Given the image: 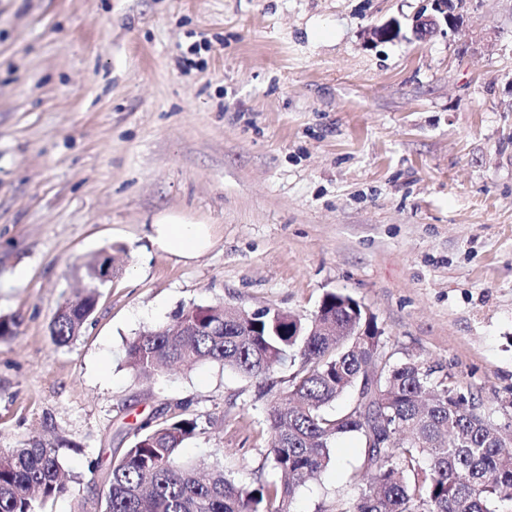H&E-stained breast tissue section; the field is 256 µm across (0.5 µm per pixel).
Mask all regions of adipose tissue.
Wrapping results in <instances>:
<instances>
[{"mask_svg":"<svg viewBox=\"0 0 512 512\" xmlns=\"http://www.w3.org/2000/svg\"><path fill=\"white\" fill-rule=\"evenodd\" d=\"M150 239L160 251L190 261L211 247L212 230L210 225L162 213L152 221Z\"/></svg>","mask_w":512,"mask_h":512,"instance_id":"1","label":"adipose tissue"}]
</instances>
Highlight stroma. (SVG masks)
Segmentation results:
<instances>
[{
    "instance_id": "1",
    "label": "stroma",
    "mask_w": 512,
    "mask_h": 512,
    "mask_svg": "<svg viewBox=\"0 0 512 512\" xmlns=\"http://www.w3.org/2000/svg\"><path fill=\"white\" fill-rule=\"evenodd\" d=\"M429 0H0V449L58 433L69 494L95 504L143 420L214 418L184 460L274 480L269 398L204 363L136 375L125 347L193 305L311 317L342 293L393 361L451 373L495 421L512 401V0H469L478 35L371 45ZM176 211L213 245L182 262L150 224ZM118 247L78 337L49 325L84 265ZM26 267L16 280L17 267ZM293 512L354 500L340 438Z\"/></svg>"
}]
</instances>
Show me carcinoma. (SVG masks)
<instances>
[{"label":"carcinoma","mask_w":512,"mask_h":512,"mask_svg":"<svg viewBox=\"0 0 512 512\" xmlns=\"http://www.w3.org/2000/svg\"><path fill=\"white\" fill-rule=\"evenodd\" d=\"M106 253L86 264V291L58 307L54 344H70L96 311ZM319 308L323 317L304 321L280 310L193 305L130 340L126 363L137 373L215 362L258 381L259 396L273 398L268 456L281 480L238 482L218 461L202 475L178 455L206 433L199 418H150L113 460L98 512H291L295 489L322 474L345 434L363 445L349 481L359 484L366 471L372 482L355 500H336L334 512H498L495 504L512 503V432L491 420L478 396L417 360L391 362L375 316L352 297L328 292ZM363 325L371 335H356ZM285 364L292 372L276 378ZM346 393L347 411L329 412ZM62 471L55 446L38 436L1 453L0 512H39L70 493Z\"/></svg>","instance_id":"carcinoma-1"}]
</instances>
